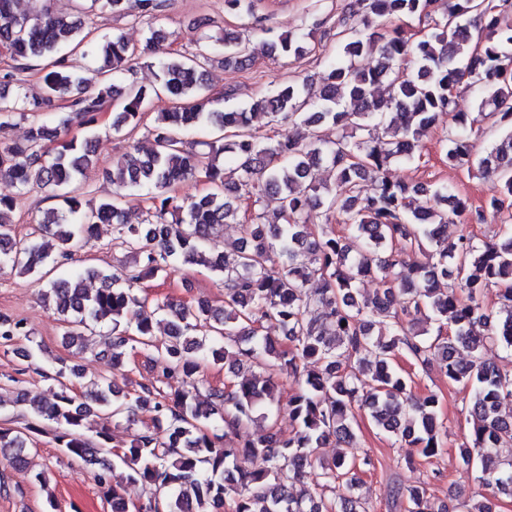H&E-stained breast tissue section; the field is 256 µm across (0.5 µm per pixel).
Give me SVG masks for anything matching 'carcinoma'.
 <instances>
[{"label": "carcinoma", "mask_w": 512, "mask_h": 512, "mask_svg": "<svg viewBox=\"0 0 512 512\" xmlns=\"http://www.w3.org/2000/svg\"><path fill=\"white\" fill-rule=\"evenodd\" d=\"M352 7L362 10L361 18L336 33V56L326 64L322 87L314 91L292 81L220 112L195 59L174 49L157 55L164 36L153 31L137 49L121 34L97 33L87 21L51 12L29 18L18 13L17 0H0V47L16 63L48 60L41 96L33 101L18 90L5 94L15 72L0 75V133L17 115L64 102V112L31 124L25 142L0 147V178L15 188L0 196V266L36 277L41 302L60 316L66 342L92 352L96 329L110 323L106 355L112 365H126L138 346L162 364L157 383L134 394L114 390L105 376L87 380L64 363L53 391L15 389L12 403L24 408L27 423L23 432L0 430L1 462L24 466L30 451L25 432L36 433L49 421L58 447L93 467L99 484H107L117 465L127 467L130 481L149 487L152 512H368L360 472L372 460L351 452L358 413L424 459L442 454L448 440L438 398L413 399L407 379L394 369L404 351L423 366L440 357L444 378L469 389L472 428L458 460L476 471L486 493L480 503L451 508L428 495L423 482L396 489L394 498L405 499L406 512H495L497 497L512 493V458L499 453L512 444V411L503 410L512 402V376L482 360L491 347L512 351V227L503 225L491 241L474 234L448 239V228L463 219L486 224L512 208V3L357 0ZM422 16L433 25L415 42L399 26L381 33ZM220 45L224 66L249 61L239 37L226 32ZM375 45L377 64L363 66L360 58ZM79 50L99 61L105 75L131 70L136 57L154 60L158 69V87L125 93L114 129L136 128L160 91L176 101L155 117L152 150L128 152L109 175L116 187L112 199L98 202L80 188L95 164L92 140L65 135L75 124H95L112 103V84L87 86L70 62ZM267 51L273 58H301L307 37L280 34L267 42ZM464 79L480 94V106L495 109V126L503 133L480 156L473 152L476 119L453 112V90ZM446 115L453 123L448 163L493 181L474 210L444 186L394 182L387 175L391 161L420 157L424 133ZM260 118L268 126L304 125L310 133L259 136ZM329 123L340 130L331 143L318 136ZM58 140L61 149L47 156L44 145ZM325 164L336 171L333 189L318 178ZM189 176L203 177L208 191L177 196V184ZM367 176L375 188L364 195ZM35 186L52 191L60 207L47 210L38 227L20 237L9 216ZM246 187L252 205L274 196L278 208L270 217L253 212L239 246L220 252L211 244L212 229L240 220ZM127 191L147 195L149 206L137 224L124 216ZM420 197L435 206L416 204ZM314 212L326 219L338 213L342 231L306 223ZM100 224L112 225L113 246L131 257L124 272L85 268L45 279L60 260L73 259ZM178 264L218 275L224 309L199 299L150 301L136 292L135 285ZM365 278L380 284L371 299L359 291ZM448 279L470 303L459 305L456 291L439 287ZM89 280L99 286L88 287ZM312 281L320 287L308 293ZM491 289L501 301L495 312L480 302ZM424 312L433 330L405 326L404 317ZM266 323L287 346L259 334L256 325ZM20 341L33 342L25 320L0 315V344ZM462 348L471 355L466 364L456 359ZM229 357L235 358L228 374L233 390L212 389L200 400L201 365ZM246 363L286 368L298 382L288 398L294 424L288 438L273 431L280 411L273 376L244 374ZM145 407L155 413L156 429L111 453L110 427L135 421L136 409ZM257 417L268 422L266 432L238 440L241 425ZM90 428L95 444L86 435ZM332 439L345 448L320 464L323 483L296 485ZM338 480L348 496L326 500L323 489Z\"/></svg>", "instance_id": "1"}]
</instances>
